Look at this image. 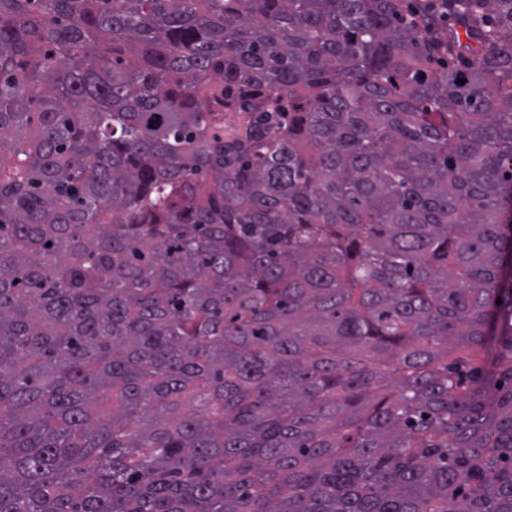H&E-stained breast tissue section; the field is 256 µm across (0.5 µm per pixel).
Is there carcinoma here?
I'll return each instance as SVG.
<instances>
[{"label":"carcinoma","mask_w":512,"mask_h":512,"mask_svg":"<svg viewBox=\"0 0 512 512\" xmlns=\"http://www.w3.org/2000/svg\"><path fill=\"white\" fill-rule=\"evenodd\" d=\"M509 267L512 0H0V512H512Z\"/></svg>","instance_id":"carcinoma-1"}]
</instances>
